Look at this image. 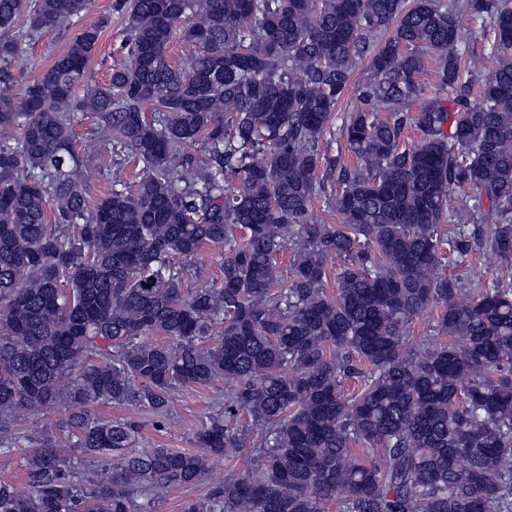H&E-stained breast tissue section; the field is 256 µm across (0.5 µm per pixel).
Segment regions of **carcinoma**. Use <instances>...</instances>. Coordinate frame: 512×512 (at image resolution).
<instances>
[{
    "label": "carcinoma",
    "instance_id": "carcinoma-1",
    "mask_svg": "<svg viewBox=\"0 0 512 512\" xmlns=\"http://www.w3.org/2000/svg\"><path fill=\"white\" fill-rule=\"evenodd\" d=\"M90 5L0 0V61ZM115 8L127 35L107 83L89 70L107 18L18 92L0 74V452L28 440L8 433L19 411L66 414L34 442L30 493L0 481V512H148L141 500L201 481L207 456L136 453L137 422L89 406L162 412L177 387L223 380L235 388L195 442L232 457L252 429L257 466L183 512H512V280L467 286L438 272L476 252L512 266V0ZM462 10L478 37L490 24L488 74L460 51ZM175 39L189 47L181 66ZM428 58L443 99L419 83ZM362 59L361 98L387 111L349 115L338 135L360 167L331 159L321 175L319 143ZM80 112L96 115L113 160L141 166L92 206ZM411 126L421 137L402 150ZM193 142L201 155L185 152ZM457 189L478 223L448 209ZM320 194L341 223L308 220ZM209 244L225 246L221 283L191 287ZM287 250L283 281L274 257ZM430 307L416 340L406 328ZM347 378L359 392L342 391ZM73 447L103 455L87 478Z\"/></svg>",
    "mask_w": 512,
    "mask_h": 512
}]
</instances>
